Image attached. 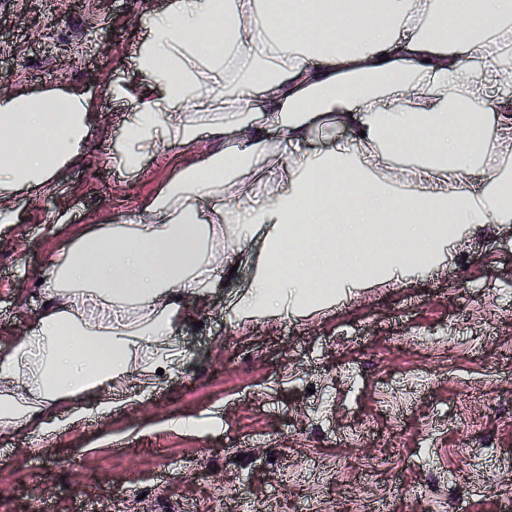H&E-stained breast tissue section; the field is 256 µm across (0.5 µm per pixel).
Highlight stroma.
<instances>
[{"instance_id": "35a3bbf8", "label": "stroma", "mask_w": 512, "mask_h": 512, "mask_svg": "<svg viewBox=\"0 0 512 512\" xmlns=\"http://www.w3.org/2000/svg\"><path fill=\"white\" fill-rule=\"evenodd\" d=\"M159 0H0L10 92L80 88L95 132L0 223V345L44 307L51 260L130 227L215 144L162 146L137 170L106 156L142 87L135 54ZM189 297L183 354L133 371L102 415L60 405L40 439L0 431V512H507L512 479V224L472 227L432 267L344 289L302 316L237 314L255 271ZM83 410L76 424L67 416Z\"/></svg>"}]
</instances>
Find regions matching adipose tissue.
Segmentation results:
<instances>
[{
  "label": "adipose tissue",
  "mask_w": 512,
  "mask_h": 512,
  "mask_svg": "<svg viewBox=\"0 0 512 512\" xmlns=\"http://www.w3.org/2000/svg\"><path fill=\"white\" fill-rule=\"evenodd\" d=\"M511 10L507 0H463L452 16L439 0H172L154 10L136 57L147 92L132 102L117 162L137 170L158 145H187L204 129L223 145L137 224L53 260L46 309L0 346V429L52 432L54 407L82 395L109 413L113 386L143 350L179 361L178 296L220 283L236 256H261L241 314L303 313L335 304L341 287L394 282L409 251L432 262L459 225L512 224V100L501 94L512 60L491 61L481 34ZM199 30L211 40L194 39ZM460 94L491 107L494 137L483 113L449 110ZM91 109L77 88L0 96L1 215L84 150ZM331 117L353 139L311 149ZM271 127L279 141L266 139ZM259 157L278 187L252 206L230 189ZM410 176L415 192L398 193ZM229 205L242 215L230 255L214 241Z\"/></svg>",
  "instance_id": "adipose-tissue-1"
}]
</instances>
